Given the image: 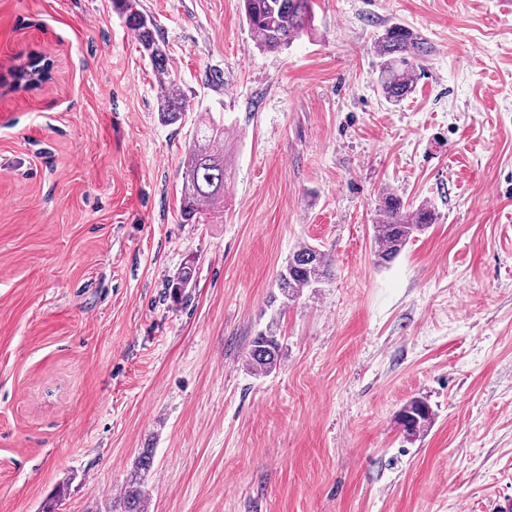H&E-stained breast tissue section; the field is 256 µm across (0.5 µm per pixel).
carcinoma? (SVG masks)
<instances>
[{
    "mask_svg": "<svg viewBox=\"0 0 512 512\" xmlns=\"http://www.w3.org/2000/svg\"><path fill=\"white\" fill-rule=\"evenodd\" d=\"M116 6L134 27L140 42L158 69L165 67V53L153 34L151 23L137 9L136 0H115ZM314 0H243L246 22L256 47L262 51L282 49L300 37L314 20ZM381 59L378 85L384 97L399 102L414 90L416 71L422 67L428 50L410 29L392 26L375 42ZM187 99L175 80L166 78L160 94L162 120L174 124L182 119ZM228 169L224 162V127L211 121L200 122L183 162L180 188V214L183 223L198 224L224 202ZM378 210L381 222L374 235L377 265L391 263L411 239L424 233L434 223V212L427 207L415 211L405 208L399 197L384 192ZM194 262L188 260L176 282L174 298L183 296L194 281ZM334 276L332 260L317 248L305 245L288 258L277 278L280 298H272L278 307L265 329L251 341L246 366L255 374H268L280 364L281 316L306 290H315ZM434 410L423 399H413L400 410L397 423L404 436L418 437L433 420ZM153 464V449L145 448L135 462V469L120 496V512H145L144 481Z\"/></svg>",
    "mask_w": 512,
    "mask_h": 512,
    "instance_id": "cac0c4a2",
    "label": "carcinoma"
}]
</instances>
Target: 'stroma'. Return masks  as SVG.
Returning <instances> with one entry per match:
<instances>
[{
  "instance_id": "stroma-1",
  "label": "stroma",
  "mask_w": 512,
  "mask_h": 512,
  "mask_svg": "<svg viewBox=\"0 0 512 512\" xmlns=\"http://www.w3.org/2000/svg\"><path fill=\"white\" fill-rule=\"evenodd\" d=\"M0 0V512H106L142 449L148 512H493L512 499V10L316 0L258 50L241 0ZM430 54L400 104L374 44ZM51 78L12 91L33 54ZM188 101L168 125L160 84ZM224 126V210L182 223L199 119ZM436 221L376 265L382 191ZM334 276L282 316L288 257ZM196 279L169 284L187 258ZM435 416L407 442L400 408ZM115 2L117 8L126 15L129 24L138 31L140 42L149 57L154 61L158 69L164 70L165 53L153 34L150 27L152 26L151 23L137 9L138 4L136 0H115ZM334 276L332 260L316 247L305 245L288 258L277 278L280 294L278 307L273 311L264 330L251 341L246 366L254 374H268L280 364L281 316L305 290H315Z\"/></svg>"
}]
</instances>
